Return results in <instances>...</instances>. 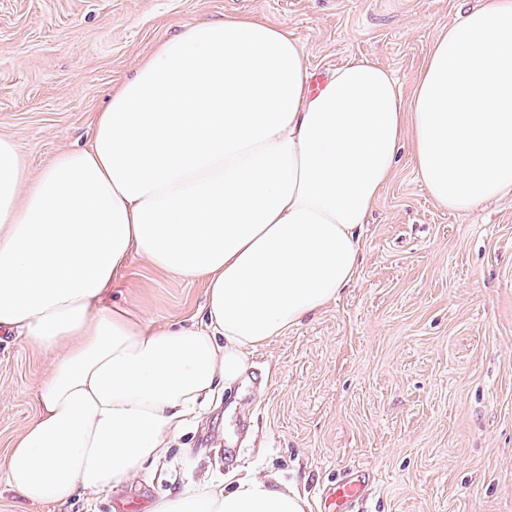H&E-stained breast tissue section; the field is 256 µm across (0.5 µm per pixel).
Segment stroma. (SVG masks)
<instances>
[{"label":"stroma","instance_id":"stroma-1","mask_svg":"<svg viewBox=\"0 0 512 512\" xmlns=\"http://www.w3.org/2000/svg\"><path fill=\"white\" fill-rule=\"evenodd\" d=\"M479 0H0V135L31 174L87 146L112 92L162 40L247 16L297 38L323 77L352 59L411 98L436 40ZM404 141L361 230V269L336 299L270 342L162 465L127 488L50 506L0 488V512H148L165 493L230 472L275 473L325 512L354 467V512H512V194L466 213L438 207ZM109 302L186 321L200 282L136 259ZM48 355L0 335V458L35 419Z\"/></svg>","mask_w":512,"mask_h":512}]
</instances>
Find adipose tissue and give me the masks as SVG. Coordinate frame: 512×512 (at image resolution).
<instances>
[{
    "label": "adipose tissue",
    "instance_id": "obj_1",
    "mask_svg": "<svg viewBox=\"0 0 512 512\" xmlns=\"http://www.w3.org/2000/svg\"><path fill=\"white\" fill-rule=\"evenodd\" d=\"M431 199L467 212L512 190V0L434 44L413 96L354 59L312 86L299 43L246 17L160 42L83 148L28 178L0 136V334L52 361L0 485L53 505L130 485L242 375L243 349L316 313L359 271V229L404 137ZM205 284L199 319L107 303L133 258ZM275 477L228 475L150 512H306Z\"/></svg>",
    "mask_w": 512,
    "mask_h": 512
}]
</instances>
